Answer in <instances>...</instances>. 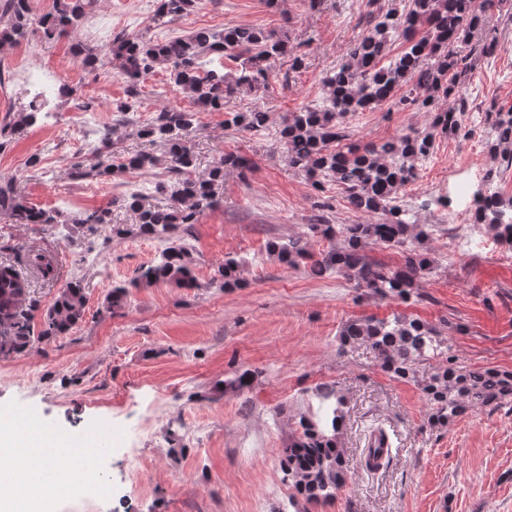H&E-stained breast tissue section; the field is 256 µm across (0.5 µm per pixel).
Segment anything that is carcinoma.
I'll list each match as a JSON object with an SVG mask.
<instances>
[{"label": "carcinoma", "instance_id": "obj_1", "mask_svg": "<svg viewBox=\"0 0 512 512\" xmlns=\"http://www.w3.org/2000/svg\"><path fill=\"white\" fill-rule=\"evenodd\" d=\"M97 0H54L52 11L40 16L32 13L30 0H0V42L18 43L33 30L51 40L74 30ZM197 0H160L154 24L166 26L192 13ZM496 11L512 21L509 0H391L387 8L367 14L365 34L346 50L340 64L322 79L321 101L287 113L280 123L279 140L288 164L304 174L311 186L323 191L334 183L346 193L352 209L380 214L376 224L306 225L302 233L287 240L267 244L270 258L289 266L304 265L317 277L336 276L354 284L368 297L406 300L420 279L435 273L437 267L424 247L434 229L411 221L402 208L399 192L415 180L420 164L434 153L436 139L455 136L463 128V91L473 78L472 56L495 55L500 31L485 24L488 13ZM400 41L401 51L383 64L392 42ZM81 64L98 68L114 59L128 60L120 75L128 84V94H139L141 81L158 70L168 73L169 82L179 87L193 103L214 112L224 102L241 93H251L269 85L274 62L292 57L293 66L303 64V55L287 32L256 27L231 26L221 33L202 29L186 36L155 41L143 34L117 37L105 51L75 47ZM217 54L237 63L229 74L202 71L201 58ZM388 105L401 111L424 112L426 127H410L401 135L382 143L351 144L344 150L336 144L350 137L348 120L360 112H374ZM42 104H29L17 126H3L0 137L13 135L16 127L37 121ZM486 120L494 130L487 141V154L512 165V107L493 105ZM268 112H229L224 124L258 133L267 129ZM195 113L169 108L155 113L137 126V137L148 145L163 148L162 156L150 150L120 154L111 150L105 139L93 164L75 165L76 180H96L128 169L150 170L166 165L174 176L169 203L150 206L141 194L112 200L136 214L142 234L166 236L175 228L192 233L199 216L218 204L224 184V170L251 168L248 159L228 154L202 174H195L196 155L191 145ZM481 199L476 223L484 225L496 238L512 246V198L504 200L494 193L479 191ZM0 218L11 224H57L59 213L27 205L17 193L13 180L0 179ZM78 224H110L111 210L86 211ZM329 242L315 254L311 239ZM373 246L402 248L404 263L389 268L368 254ZM195 258L184 244H173L160 261L141 268L138 279L145 283L165 282L179 288L197 287ZM247 266L243 258L224 260L218 268L223 287L237 286ZM29 293L28 280L16 266L0 262V357L20 354L35 342L50 341L73 329L82 318L86 296L76 283L63 290L45 313L42 329L34 331L32 316L22 301ZM129 289L119 284L106 298V310L115 312L127 305ZM341 346L366 345L381 368L397 379L414 374L422 359L447 354V342L438 331L402 314L390 318H365L346 325ZM428 408V423L446 427L466 409H495L512 401V372L461 366L448 357L421 385ZM324 414L313 419L302 415L297 427L279 450L280 467L288 477L293 493L289 503L294 512H309V507L335 501L346 483L348 464L341 438L345 397L335 389L320 391Z\"/></svg>", "mask_w": 512, "mask_h": 512}]
</instances>
